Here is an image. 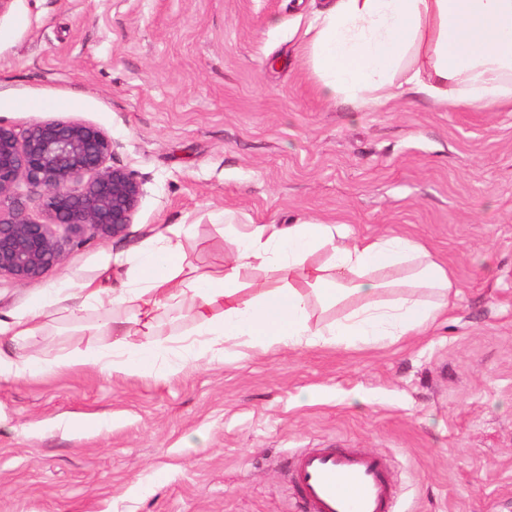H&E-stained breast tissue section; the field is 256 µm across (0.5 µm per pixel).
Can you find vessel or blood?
Wrapping results in <instances>:
<instances>
[{
    "label": "vessel or blood",
    "mask_w": 512,
    "mask_h": 512,
    "mask_svg": "<svg viewBox=\"0 0 512 512\" xmlns=\"http://www.w3.org/2000/svg\"><path fill=\"white\" fill-rule=\"evenodd\" d=\"M304 512H395L383 455L358 448H310L289 465Z\"/></svg>",
    "instance_id": "1"
}]
</instances>
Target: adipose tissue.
<instances>
[{
    "label": "adipose tissue",
    "mask_w": 512,
    "mask_h": 512,
    "mask_svg": "<svg viewBox=\"0 0 512 512\" xmlns=\"http://www.w3.org/2000/svg\"><path fill=\"white\" fill-rule=\"evenodd\" d=\"M324 97L359 109L381 107L402 90L439 110L496 112L512 108V0H327L307 30ZM191 225L157 232L124 288L105 296L86 282L38 295L21 312L0 315V378L25 379L47 369L90 368L113 375L151 374L166 341L161 314L193 321L186 353L221 355V343L263 351L291 347L373 345L417 335L447 310L458 282L420 241L385 233L355 235L346 224L299 218L292 224L226 223L235 246L222 272L190 275L183 240ZM323 261H315V254ZM352 301L336 321L312 323L310 307ZM112 303L105 322L112 348L76 349L53 362L26 353L48 318L81 321Z\"/></svg>",
    "instance_id": "adipose-tissue-1"
}]
</instances>
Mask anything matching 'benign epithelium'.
I'll list each match as a JSON object with an SVG mask.
<instances>
[{"mask_svg":"<svg viewBox=\"0 0 512 512\" xmlns=\"http://www.w3.org/2000/svg\"><path fill=\"white\" fill-rule=\"evenodd\" d=\"M113 152L112 139L88 124L35 121L21 133L0 124V275L23 284L57 265L63 241L56 226L106 240L133 224L141 183L109 164ZM22 183L40 195L49 221L19 204Z\"/></svg>","mask_w":512,"mask_h":512,"instance_id":"obj_1","label":"benign epithelium"}]
</instances>
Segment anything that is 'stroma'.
I'll return each mask as SVG.
<instances>
[{"mask_svg":"<svg viewBox=\"0 0 512 512\" xmlns=\"http://www.w3.org/2000/svg\"><path fill=\"white\" fill-rule=\"evenodd\" d=\"M322 4L10 0L0 124L95 126L143 194L124 236L65 244L27 284L1 276L0 312L61 284L119 287L169 224L192 225L197 272L223 270L229 215L415 238L456 275L447 314L381 346L228 342L154 377L0 379V512H296L300 448L388 456L398 512H512V112L324 98L304 36ZM90 339L53 321L28 345L50 361ZM89 415L104 426L76 428Z\"/></svg>","mask_w":512,"mask_h":512,"instance_id":"35a3bbf8","label":"stroma"}]
</instances>
